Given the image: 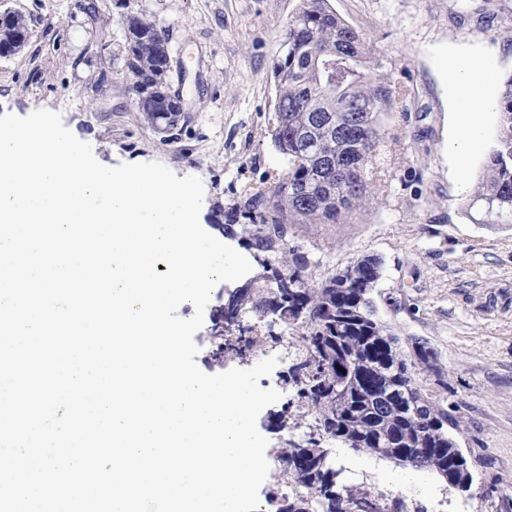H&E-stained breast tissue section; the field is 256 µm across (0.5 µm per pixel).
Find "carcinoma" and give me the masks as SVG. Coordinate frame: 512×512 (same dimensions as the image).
Returning a JSON list of instances; mask_svg holds the SVG:
<instances>
[{"instance_id":"cac0c4a2","label":"carcinoma","mask_w":512,"mask_h":512,"mask_svg":"<svg viewBox=\"0 0 512 512\" xmlns=\"http://www.w3.org/2000/svg\"><path fill=\"white\" fill-rule=\"evenodd\" d=\"M128 26L127 69L141 97L135 110L158 130L176 121L168 103L170 81L167 29L147 15L123 18ZM30 29L26 14L16 11L0 25V47ZM288 53L272 67L275 90L274 122L268 129L275 148L288 163L285 172L266 187L254 190L243 204L252 224L241 229L256 251L271 254L277 266L271 277L284 282L286 298L279 304L282 324L296 332L301 357L288 368L293 397L282 404L277 419H312L315 438L304 443L291 438L278 449L281 478L294 496L267 500L276 512H353L371 500L363 491L342 485L319 468V449L339 442L370 455L377 453L400 465L433 471L454 483L470 471L469 461L449 429L458 421L433 403L425 422L409 410H380L384 387L367 385L416 384L414 359L398 364V372L378 373L394 361L386 351L389 330L361 316L382 276V261L359 258L321 282L313 280L309 257L288 246V234L299 224H353L382 192L377 158L389 145L381 116L403 108L406 92L378 73L373 48L357 30L329 6V0H299L285 29ZM496 141L470 197L478 207V224H512V74L502 82ZM267 312L274 305L269 289L249 284L232 302ZM211 335L224 337L213 359L230 353L244 356L264 346L258 330L230 338L228 327L213 325ZM347 370L346 392L336 397V366Z\"/></svg>"}]
</instances>
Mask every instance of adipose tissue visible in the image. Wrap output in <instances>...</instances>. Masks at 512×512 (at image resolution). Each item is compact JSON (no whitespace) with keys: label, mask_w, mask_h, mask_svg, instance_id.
Listing matches in <instances>:
<instances>
[{"label":"adipose tissue","mask_w":512,"mask_h":512,"mask_svg":"<svg viewBox=\"0 0 512 512\" xmlns=\"http://www.w3.org/2000/svg\"><path fill=\"white\" fill-rule=\"evenodd\" d=\"M492 65L471 55L451 56L447 64L448 86L452 93L456 127L452 148L460 162H467L482 136L483 113L493 105L485 95Z\"/></svg>","instance_id":"adipose-tissue-1"}]
</instances>
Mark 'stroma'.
Wrapping results in <instances>:
<instances>
[{
    "instance_id": "stroma-1",
    "label": "stroma",
    "mask_w": 512,
    "mask_h": 512,
    "mask_svg": "<svg viewBox=\"0 0 512 512\" xmlns=\"http://www.w3.org/2000/svg\"><path fill=\"white\" fill-rule=\"evenodd\" d=\"M298 0H0V10L32 19L33 36L19 54L0 58V115L38 109L58 112L78 139L108 166L157 161L177 177L201 179L202 227L225 239L250 262L249 284L262 273V253L244 235L224 237V214L287 169L266 134L273 119L272 65ZM336 13L375 50L379 71L405 86L407 114H387L382 126L401 139L390 157L389 199L373 204L357 224H301L289 246L316 261V278L365 255L383 261L372 298L377 317L400 343L418 338L437 354L436 369L418 371L424 392L451 407L456 441L474 474L471 491L449 487L432 472L402 486L403 468L389 460L337 447L341 484L369 493L380 507L402 502L404 512H512V224H477L465 214L498 129L496 111L484 116L483 137L459 167L451 142L456 122L445 62L451 54L491 58L486 88L498 98L512 73V0H330ZM144 13L170 37L171 82L186 112L175 139L149 126L131 106V80L121 20ZM232 285L218 284L196 332V363L207 374L248 369L271 356L278 363L261 388L291 398L280 379L296 348L283 326L248 309L241 326L273 334L264 352L209 359L207 338L216 309ZM265 407L257 428L267 439L269 474L259 500L288 493L278 481L277 450L301 435L307 421L275 425Z\"/></svg>"
}]
</instances>
